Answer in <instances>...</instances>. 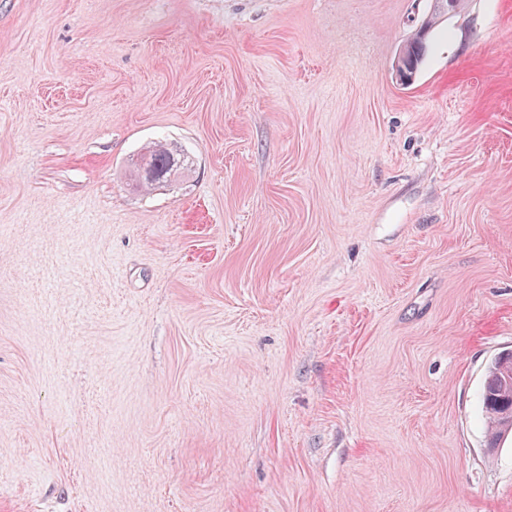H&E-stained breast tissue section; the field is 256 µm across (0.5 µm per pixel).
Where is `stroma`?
I'll use <instances>...</instances> for the list:
<instances>
[{"mask_svg": "<svg viewBox=\"0 0 512 512\" xmlns=\"http://www.w3.org/2000/svg\"><path fill=\"white\" fill-rule=\"evenodd\" d=\"M432 10L0 0V512H512V0L401 85ZM506 354L499 355L488 366L487 375L482 392V405L488 422L489 438L487 446L497 445L502 442L505 435H509L504 431L499 412L505 408H512V389L507 388L506 391L500 392L497 395H492L490 388L487 386L489 380L496 378L499 371L500 361Z\"/></svg>", "mask_w": 512, "mask_h": 512, "instance_id": "stroma-1", "label": "stroma"}]
</instances>
